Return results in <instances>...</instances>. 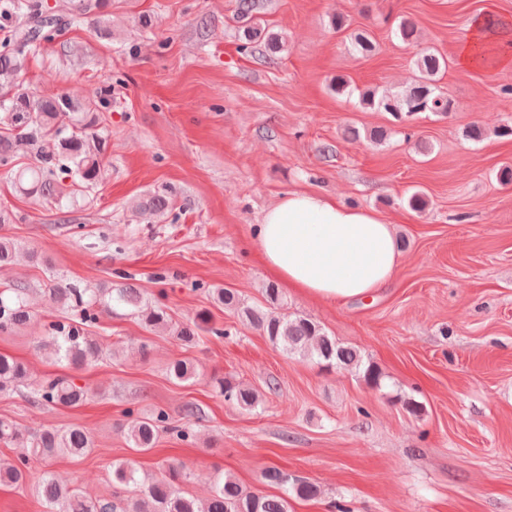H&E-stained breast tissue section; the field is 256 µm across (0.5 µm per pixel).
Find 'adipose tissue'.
<instances>
[{
	"instance_id": "ef3b65f1",
	"label": "adipose tissue",
	"mask_w": 512,
	"mask_h": 512,
	"mask_svg": "<svg viewBox=\"0 0 512 512\" xmlns=\"http://www.w3.org/2000/svg\"><path fill=\"white\" fill-rule=\"evenodd\" d=\"M252 239L285 288L323 301L377 293L402 261L395 228L372 209L315 192H288L268 207Z\"/></svg>"
}]
</instances>
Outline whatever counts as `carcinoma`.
Here are the masks:
<instances>
[{"label":"carcinoma","instance_id":"cac0c4a2","mask_svg":"<svg viewBox=\"0 0 512 512\" xmlns=\"http://www.w3.org/2000/svg\"><path fill=\"white\" fill-rule=\"evenodd\" d=\"M112 0H63L52 13L37 12L30 0H3L0 18L4 19L7 37L0 46V167L7 169L13 184L22 195L46 201L67 199L70 204L96 187L103 177L102 138L98 130L99 117L89 107L68 92L51 96L39 95L20 85L23 61L33 46L58 26L79 21L94 11L99 17L98 32L109 33L107 21L111 16ZM349 38L358 53L372 54L376 44L366 30H357ZM448 67L447 60L425 52L417 59L420 79L408 90L397 95L376 97L374 92L360 94L361 103L398 117H413L422 112L447 114L452 111L450 100L435 93V77ZM71 178L69 189L58 181V174ZM173 199L164 190L150 192L135 202V209L158 215L166 214ZM20 245L0 236V268L13 264ZM26 288L16 284L0 292V331H12L27 325L31 313L25 297ZM55 302L66 313L63 320L49 326V345L60 360L74 368L96 361L103 355L102 345L88 328L96 323L99 308L123 306L136 315L143 328L153 333H173L186 344L199 340L197 330L209 323V316H197L194 327L174 326L166 311L144 303L140 289L131 284L117 288L89 289L74 285L54 284L50 288ZM268 307H250L241 302L238 294L227 288H215L212 296L225 309L233 311L262 332L275 345L291 355L323 363L359 369L362 357L351 347L338 344L316 321L305 316L286 318L275 311L281 296L279 289L265 288ZM364 368V367H362ZM169 375L179 382L195 377V367L189 359H175L168 366ZM28 366L14 357L0 354V393L14 391L28 380ZM381 373L373 366L364 368V377L373 386L379 384ZM216 393L224 400L244 409L259 403V394L251 387L217 378ZM84 387L69 376H57L47 381L35 394L41 403L75 405L85 396ZM169 419L160 409L150 418L128 422L127 437L131 448L148 452L155 446L159 424ZM0 442L15 444L23 449L13 464L0 462V484L17 485L26 479L30 459L46 464L60 458H78L93 448L91 436L79 426L65 430L41 428L31 430L0 418ZM187 478L185 466L170 463L160 478L143 481L134 462L112 464V483L130 490L124 512H291L293 498L311 499L318 488L311 482L292 478L276 467L263 472L264 480L283 492L263 495L245 492L237 480L219 474L215 488L207 499L186 497L177 485ZM46 512H116L112 501L92 497L82 489L59 483L51 472H44L33 486Z\"/></svg>","mask_w":512,"mask_h":512}]
</instances>
